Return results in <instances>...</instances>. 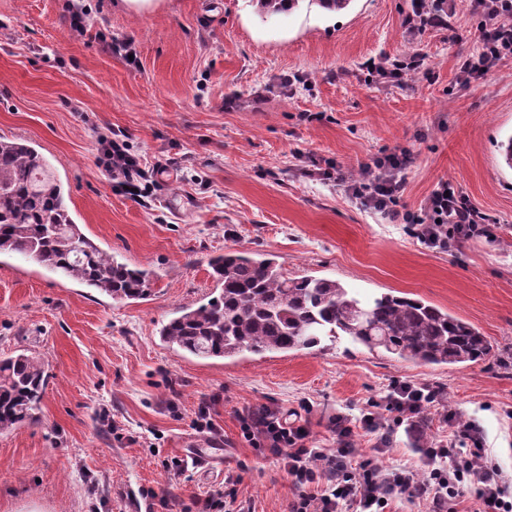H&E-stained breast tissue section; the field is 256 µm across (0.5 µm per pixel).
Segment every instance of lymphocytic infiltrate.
Wrapping results in <instances>:
<instances>
[{"instance_id":"1","label":"lymphocytic infiltrate","mask_w":512,"mask_h":512,"mask_svg":"<svg viewBox=\"0 0 512 512\" xmlns=\"http://www.w3.org/2000/svg\"><path fill=\"white\" fill-rule=\"evenodd\" d=\"M478 16L477 47L460 66L467 80L492 74L512 58V0H472ZM98 163L111 176L115 189L136 199L147 192L151 175L176 169V158L152 159L134 152L119 134L98 137ZM407 158L389 153L365 165L366 175L348 180L341 166L313 170L321 181H335L368 210L385 214L392 223L410 225L425 246L445 251L463 239L489 238L495 221L448 182H440L419 211L400 204ZM443 399L439 387L406 381L394 382L387 395L393 422L375 411L364 412L358 424L337 416L333 431L336 446L314 448L310 429L297 412L262 406L238 415L240 435L260 454L274 457L288 475L295 491L288 512H391L394 501L405 499L425 504L427 512H512V486L506 485L499 466L489 459L485 438L474 422L457 423L456 415L444 413L451 431L447 438L419 449L416 464L385 467L372 460H357L356 430L376 435L377 452H384L394 425H406L414 439L422 437L428 412Z\"/></svg>"}]
</instances>
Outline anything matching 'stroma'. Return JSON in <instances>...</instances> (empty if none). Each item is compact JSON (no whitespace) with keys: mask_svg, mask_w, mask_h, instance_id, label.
I'll list each match as a JSON object with an SVG mask.
<instances>
[{"mask_svg":"<svg viewBox=\"0 0 512 512\" xmlns=\"http://www.w3.org/2000/svg\"><path fill=\"white\" fill-rule=\"evenodd\" d=\"M73 3L86 32L70 26ZM411 12V0H352L339 13L303 4L264 20L250 0H0V136L31 141L82 232L155 276L147 299L116 301L0 255V358L30 350L48 374L35 423L0 434V512H195L228 472L251 512H287L289 479L242 442L239 412L297 411L312 444L332 448L336 416L384 411L397 381L443 387L425 438H445V411L475 421L512 483V169L496 147L512 135V61L463 83L476 44L470 0L416 35ZM128 39L133 62L118 48ZM415 49L424 68L404 85L368 81V62ZM108 130L179 170L133 201L97 163ZM401 149L407 209L450 182L495 220L493 238L432 250L301 174ZM227 250L275 256L292 278L423 299L477 327L496 355L448 366L344 340L224 360L169 347L161 324L214 293L208 261ZM207 404L214 428L201 431ZM375 443L357 432L363 457L418 459L405 431L383 455Z\"/></svg>","mask_w":512,"mask_h":512,"instance_id":"1","label":"stroma"}]
</instances>
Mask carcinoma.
Masks as SVG:
<instances>
[{
	"instance_id": "1",
	"label": "carcinoma",
	"mask_w": 512,
	"mask_h": 512,
	"mask_svg": "<svg viewBox=\"0 0 512 512\" xmlns=\"http://www.w3.org/2000/svg\"><path fill=\"white\" fill-rule=\"evenodd\" d=\"M300 0H251L258 16ZM70 196L24 139L0 137V253L32 259L115 300L151 296L153 274L117 261L75 224ZM219 294L162 324V341L203 359L300 351L345 337L406 362L456 365L493 355L476 327L436 306L392 293L362 297L338 280L290 278L272 258L228 251L209 261ZM45 361L27 349L0 358V434L35 420Z\"/></svg>"
}]
</instances>
